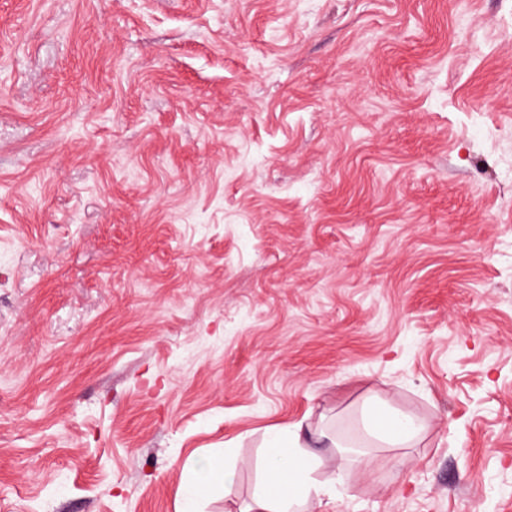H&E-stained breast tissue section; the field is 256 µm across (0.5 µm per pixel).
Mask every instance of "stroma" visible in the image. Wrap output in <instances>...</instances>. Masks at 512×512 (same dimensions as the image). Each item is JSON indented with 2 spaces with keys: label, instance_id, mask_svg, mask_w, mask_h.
<instances>
[{
  "label": "stroma",
  "instance_id": "stroma-1",
  "mask_svg": "<svg viewBox=\"0 0 512 512\" xmlns=\"http://www.w3.org/2000/svg\"><path fill=\"white\" fill-rule=\"evenodd\" d=\"M292 424L315 512H512V0H0V512ZM375 420L376 426L370 424L373 436L388 447H404L423 429L419 419L405 414H385L379 411Z\"/></svg>",
  "mask_w": 512,
  "mask_h": 512
}]
</instances>
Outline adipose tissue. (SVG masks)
I'll return each instance as SVG.
<instances>
[{
    "label": "adipose tissue",
    "instance_id": "obj_1",
    "mask_svg": "<svg viewBox=\"0 0 512 512\" xmlns=\"http://www.w3.org/2000/svg\"><path fill=\"white\" fill-rule=\"evenodd\" d=\"M375 420L374 437L389 447L409 444L423 428L419 419L405 414L379 412ZM300 448L299 427H284L272 435L265 451L263 481L253 494L249 512H299L306 503L320 499L324 489L310 480L313 461ZM285 479L290 480L293 489L283 493L279 484ZM234 483L235 471L228 462L208 460L196 473L182 512H195V502L212 486H221L228 492Z\"/></svg>",
    "mask_w": 512,
    "mask_h": 512
}]
</instances>
